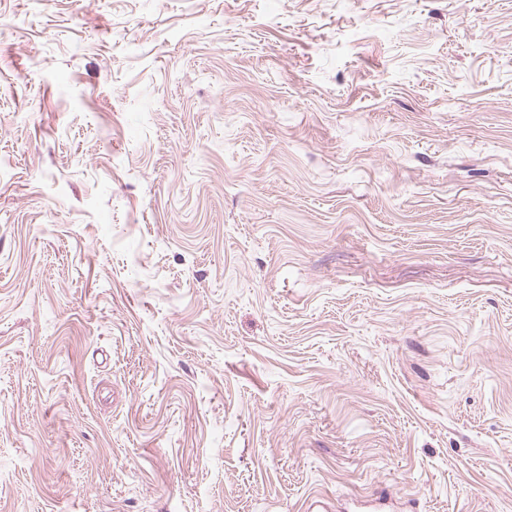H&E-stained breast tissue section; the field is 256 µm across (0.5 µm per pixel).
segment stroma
<instances>
[{
  "mask_svg": "<svg viewBox=\"0 0 512 512\" xmlns=\"http://www.w3.org/2000/svg\"><path fill=\"white\" fill-rule=\"evenodd\" d=\"M512 512V0H0V512Z\"/></svg>",
  "mask_w": 512,
  "mask_h": 512,
  "instance_id": "obj_1",
  "label": "stroma"
}]
</instances>
